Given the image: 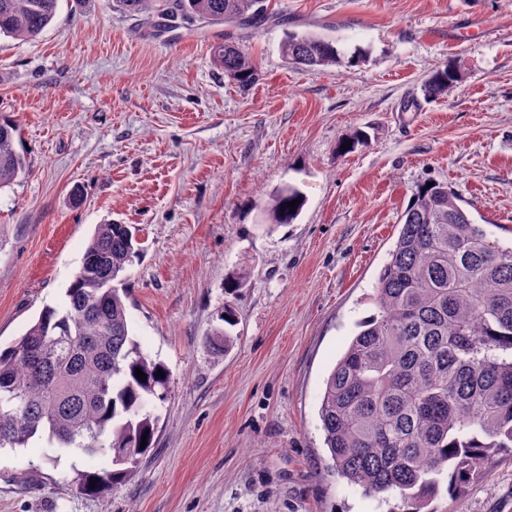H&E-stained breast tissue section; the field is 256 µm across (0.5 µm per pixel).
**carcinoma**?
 Wrapping results in <instances>:
<instances>
[{"mask_svg":"<svg viewBox=\"0 0 512 512\" xmlns=\"http://www.w3.org/2000/svg\"><path fill=\"white\" fill-rule=\"evenodd\" d=\"M116 3L128 15L243 29L270 15L267 0ZM57 6L0 0V34L33 40ZM281 52L307 68L359 60L314 33L288 34ZM213 57L225 77L242 87L253 82L255 66L234 41L215 44ZM460 80L450 62L424 90L443 95ZM17 138V124L1 116L0 188L28 172ZM304 203L297 188H278L266 223H293ZM401 220L371 297L375 311L328 375L319 418L332 466L349 484L385 500L397 493L411 512H421L442 486L454 492L486 478L495 457L512 454V245L490 242L444 182L420 186ZM139 251L128 225H97L84 254L94 264L80 267L61 305L45 307L0 348V448H27L44 436L92 460L109 457L108 465L78 474L89 495L124 479L153 447L156 418L147 405L164 398L168 382L155 376L165 366L130 336L126 293L114 285Z\"/></svg>","mask_w":512,"mask_h":512,"instance_id":"carcinoma-1","label":"carcinoma"}]
</instances>
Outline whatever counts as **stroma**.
I'll return each instance as SVG.
<instances>
[{
	"label": "stroma",
	"mask_w": 512,
	"mask_h": 512,
	"mask_svg": "<svg viewBox=\"0 0 512 512\" xmlns=\"http://www.w3.org/2000/svg\"><path fill=\"white\" fill-rule=\"evenodd\" d=\"M234 35L256 66L239 88L215 63L226 27L163 32L112 0H59L31 41L0 36V115L28 174L0 189V346L61 303L96 225L134 227L132 338L170 375L154 446L101 496L74 449L0 448V512H388L331 467L325 380L373 313L377 274L418 186L448 184L490 241L512 243V0H270ZM358 50L287 62L288 32ZM462 79L430 97L448 61ZM364 131L342 156L339 138ZM297 186L293 223L263 222ZM246 270L236 296L224 284ZM232 346L204 345L226 301ZM434 512H512V457ZM298 199L294 212L285 202ZM305 203L303 194L295 187L284 185L275 190L269 197L266 205V223L268 224H290L296 219Z\"/></svg>",
	"instance_id": "obj_1"
}]
</instances>
